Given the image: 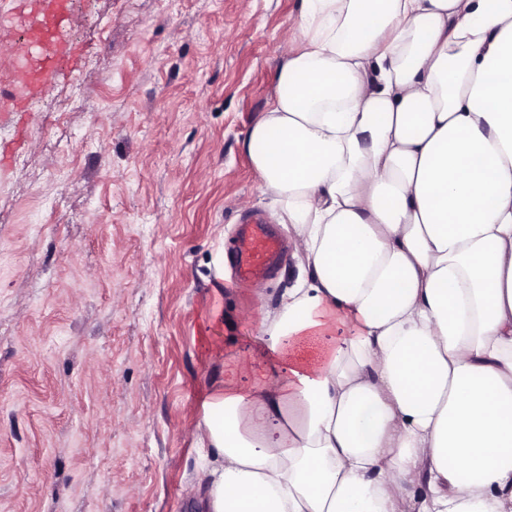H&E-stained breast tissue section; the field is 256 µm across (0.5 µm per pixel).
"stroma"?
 I'll use <instances>...</instances> for the list:
<instances>
[{"instance_id": "stroma-1", "label": "stroma", "mask_w": 512, "mask_h": 512, "mask_svg": "<svg viewBox=\"0 0 512 512\" xmlns=\"http://www.w3.org/2000/svg\"><path fill=\"white\" fill-rule=\"evenodd\" d=\"M301 0H74L73 52L0 112V512H193L208 393L266 380L255 309L218 271L271 217L244 142Z\"/></svg>"}]
</instances>
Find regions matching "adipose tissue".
<instances>
[{"instance_id": "obj_1", "label": "adipose tissue", "mask_w": 512, "mask_h": 512, "mask_svg": "<svg viewBox=\"0 0 512 512\" xmlns=\"http://www.w3.org/2000/svg\"><path fill=\"white\" fill-rule=\"evenodd\" d=\"M244 146L298 276L198 512H512V0H303ZM343 327L345 336L331 333Z\"/></svg>"}]
</instances>
